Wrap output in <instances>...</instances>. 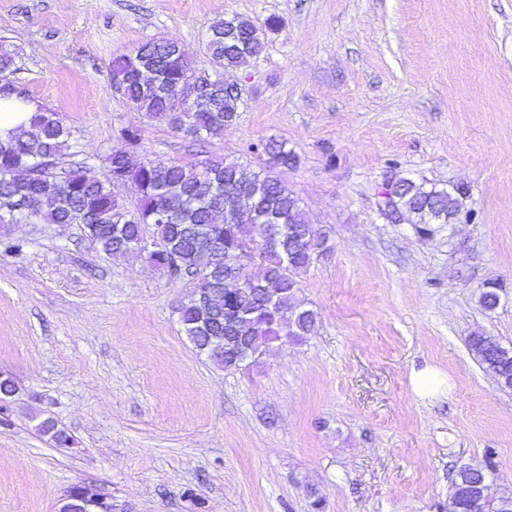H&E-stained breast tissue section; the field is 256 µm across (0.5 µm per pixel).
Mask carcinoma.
<instances>
[{
	"mask_svg": "<svg viewBox=\"0 0 512 512\" xmlns=\"http://www.w3.org/2000/svg\"><path fill=\"white\" fill-rule=\"evenodd\" d=\"M278 26L275 17L266 18L261 26L238 16L220 18L208 28L204 54L214 71L236 70L261 54L264 33ZM15 65L16 53L0 43V90L26 98V90L11 79ZM109 76L110 85L137 110L195 138L222 135L238 116V93L194 68L176 42L150 40L113 57ZM139 138L136 128L122 130L121 143L105 155V182L88 176L83 165L59 172L58 160L71 149V131L57 113H36L29 128L0 140V224H10L18 216L45 224H80L112 258L134 251L152 232L154 245L140 252L163 274L189 282V294L176 309L179 323L197 352L223 368L230 367L239 336L248 337L255 362L272 343L310 334L316 314L295 304L298 276L313 263L324 238L307 222L298 197L273 175L275 169L296 163L286 143L271 138L252 145L267 161L265 168L248 175L241 164L226 157L190 165L135 164L130 152ZM116 184L133 188L138 195L135 209L114 194ZM463 194L457 185L439 188L406 178L394 203L408 223L426 227L459 217L458 197ZM271 226L279 233L276 248L259 245L253 258L232 259L246 234L258 236ZM255 262L262 275L242 289L235 306L243 312L229 324L224 320L225 279ZM204 296L215 305L201 330L199 300ZM467 345L484 372L500 388L512 390V348L486 334L469 337ZM40 430L59 446L76 445L49 420ZM476 486L473 474L458 469L448 490V512H502L499 503L491 501L464 506Z\"/></svg>",
	"mask_w": 512,
	"mask_h": 512,
	"instance_id": "obj_1",
	"label": "carcinoma"
}]
</instances>
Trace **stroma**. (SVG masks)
Returning <instances> with one entry per match:
<instances>
[{
    "instance_id": "stroma-1",
    "label": "stroma",
    "mask_w": 512,
    "mask_h": 512,
    "mask_svg": "<svg viewBox=\"0 0 512 512\" xmlns=\"http://www.w3.org/2000/svg\"><path fill=\"white\" fill-rule=\"evenodd\" d=\"M232 16L281 25L226 73L241 100L222 136L197 142L110 87L112 57L153 38L208 68L206 30ZM1 40L88 175L108 179L128 127L135 161L249 172L265 165L249 144L274 136L297 157L276 176L328 242L299 277L314 333L227 371L177 321L187 281L104 255L78 224H11L26 246L0 254V372L17 387L0 512H57L77 483L132 512H448L463 465L512 493V391L467 347L512 346V0H0ZM390 175L463 187L475 221L426 236L387 221ZM427 366L447 394H415Z\"/></svg>"
}]
</instances>
